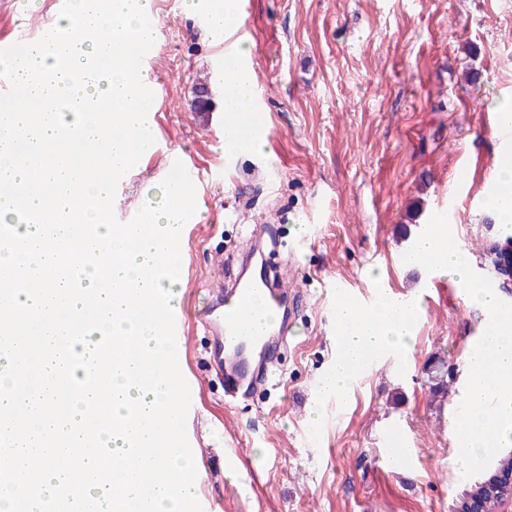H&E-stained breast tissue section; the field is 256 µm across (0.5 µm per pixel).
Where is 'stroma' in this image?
Instances as JSON below:
<instances>
[{
	"instance_id": "35a3bbf8",
	"label": "stroma",
	"mask_w": 512,
	"mask_h": 512,
	"mask_svg": "<svg viewBox=\"0 0 512 512\" xmlns=\"http://www.w3.org/2000/svg\"><path fill=\"white\" fill-rule=\"evenodd\" d=\"M36 2L0 0V36H35L59 18L58 0ZM152 19L156 148L113 178L109 218L143 215L167 182L168 152L196 166L180 303L182 368L196 380L182 435L199 495L214 512H461L450 428L486 314L431 291V274L401 256L450 211L473 269L492 273L489 250L504 238L485 194L502 157L491 119L512 101V0H248L240 23L272 133L261 151L230 155L223 87L210 86L207 124L190 110L225 44L187 0H154ZM257 224L269 231L261 252L293 267L296 331L276 352L278 376L230 406L201 317ZM380 283L423 305L405 360L373 361L347 398L319 392L336 359L337 286L366 296ZM436 357L450 372L444 395L423 373ZM399 431L412 454L393 461ZM229 448L258 461L249 482L225 471Z\"/></svg>"
}]
</instances>
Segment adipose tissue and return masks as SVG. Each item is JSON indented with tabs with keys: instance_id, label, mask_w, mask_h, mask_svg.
<instances>
[{
	"instance_id": "ef3b65f1",
	"label": "adipose tissue",
	"mask_w": 512,
	"mask_h": 512,
	"mask_svg": "<svg viewBox=\"0 0 512 512\" xmlns=\"http://www.w3.org/2000/svg\"><path fill=\"white\" fill-rule=\"evenodd\" d=\"M151 0H72V11L61 25L80 17L106 34L91 44L49 41L43 52L22 53L10 67L15 90L0 98V230L13 246L0 250V328L15 334V345L0 351V472L17 464L30 465L40 491L24 494L0 486V512H52L60 490L76 483L80 497L73 512H184L196 494L182 476L191 458L174 448L182 417L172 404V364L168 361L158 325L129 300L139 290L155 298L178 300L176 279L154 275L157 255L176 234L186 199L176 182L150 196L148 230L129 224L107 223L99 203L110 183L103 166L130 168L152 150L149 124L139 115L151 111L150 101L136 96L147 76L132 58L134 35L150 11ZM89 137L98 155L78 156L74 145ZM40 191H29L32 180ZM48 221L29 223L33 213ZM68 237L73 254L106 252L103 262L74 268L70 257L55 247ZM40 250L43 263L27 268V249ZM25 269L27 288L13 290L12 273ZM95 312H88V304ZM356 313L342 309L348 338L344 355L321 378V392L343 396L353 368L367 354L408 345L412 329L405 309L383 297L369 325L356 326ZM132 337L136 350L113 352L105 370L112 395L105 404L111 427L96 436L95 451L79 456L89 410L100 404L92 393L72 394L79 381L81 358L102 338ZM38 345L68 349L71 362L48 357L22 361L25 348ZM38 410L19 419L18 398ZM64 402L65 414L54 410ZM114 462L113 483H95L91 475Z\"/></svg>"
}]
</instances>
